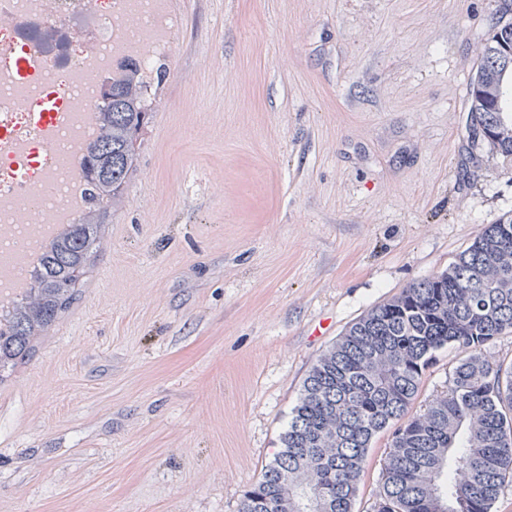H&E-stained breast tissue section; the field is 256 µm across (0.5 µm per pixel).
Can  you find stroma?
<instances>
[{"label":"stroma","instance_id":"1","mask_svg":"<svg viewBox=\"0 0 512 512\" xmlns=\"http://www.w3.org/2000/svg\"><path fill=\"white\" fill-rule=\"evenodd\" d=\"M499 0H171L139 170L0 385V512H240L345 329L512 213ZM512 23L495 25L470 86L471 132L512 160Z\"/></svg>","mask_w":512,"mask_h":512}]
</instances>
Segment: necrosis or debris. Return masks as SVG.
<instances>
[{
	"label": "necrosis or debris",
	"mask_w": 512,
	"mask_h": 512,
	"mask_svg": "<svg viewBox=\"0 0 512 512\" xmlns=\"http://www.w3.org/2000/svg\"><path fill=\"white\" fill-rule=\"evenodd\" d=\"M0 223L34 229L58 224L73 207V188L58 153L43 144L64 135L67 144L89 141V112L104 96L106 78L119 61L135 60L153 76L161 54L173 45L175 23L168 0H0ZM32 56L18 71L17 53ZM25 100H18L17 89ZM61 89V129L39 132L34 110ZM53 193L39 202L30 194L47 175Z\"/></svg>",
	"instance_id": "necrosis-or-debris-1"
}]
</instances>
